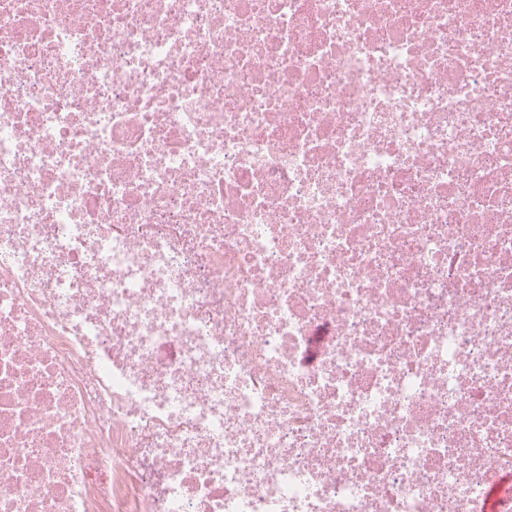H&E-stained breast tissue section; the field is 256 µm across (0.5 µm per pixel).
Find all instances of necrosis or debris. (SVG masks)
<instances>
[{
    "label": "necrosis or debris",
    "instance_id": "obj_1",
    "mask_svg": "<svg viewBox=\"0 0 512 512\" xmlns=\"http://www.w3.org/2000/svg\"><path fill=\"white\" fill-rule=\"evenodd\" d=\"M512 0H0V512H512Z\"/></svg>",
    "mask_w": 512,
    "mask_h": 512
}]
</instances>
